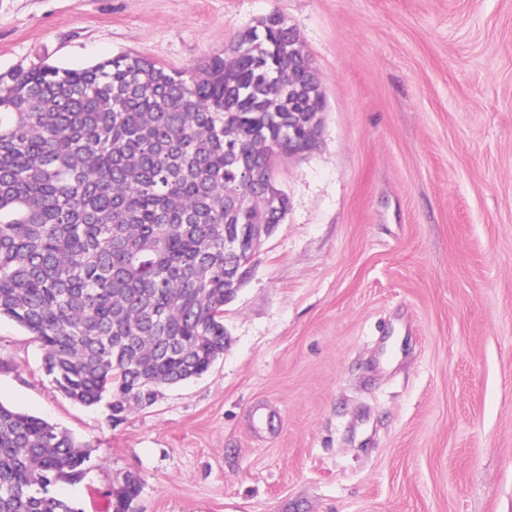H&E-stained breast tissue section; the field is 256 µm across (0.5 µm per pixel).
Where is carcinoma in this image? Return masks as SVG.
Masks as SVG:
<instances>
[{"label":"carcinoma","instance_id":"obj_1","mask_svg":"<svg viewBox=\"0 0 512 512\" xmlns=\"http://www.w3.org/2000/svg\"><path fill=\"white\" fill-rule=\"evenodd\" d=\"M272 13L187 74L120 53L82 68L0 72V318L35 336L75 403L112 420L224 354V306L256 252L246 224H279L288 126L307 128L315 75ZM87 446L0 402V512H79L54 492ZM140 480L112 492L132 512Z\"/></svg>","mask_w":512,"mask_h":512}]
</instances>
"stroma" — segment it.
Listing matches in <instances>:
<instances>
[{"label":"stroma","instance_id":"stroma-1","mask_svg":"<svg viewBox=\"0 0 512 512\" xmlns=\"http://www.w3.org/2000/svg\"><path fill=\"white\" fill-rule=\"evenodd\" d=\"M272 13L323 124L223 356L115 423L2 319L0 402L89 446L81 512H512V0H0V71H190ZM141 490L140 480L127 476L122 485L112 492L114 512H132L133 503L138 498Z\"/></svg>","mask_w":512,"mask_h":512}]
</instances>
